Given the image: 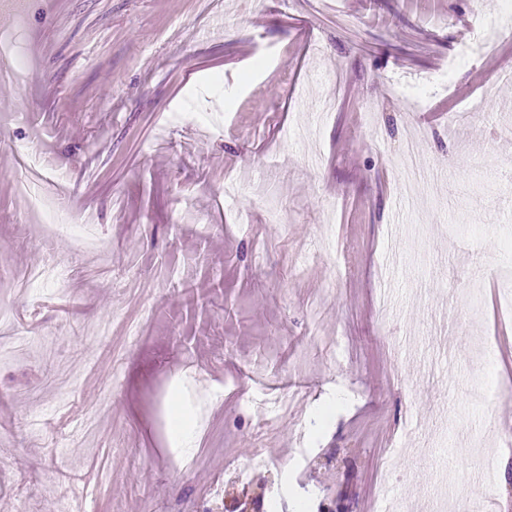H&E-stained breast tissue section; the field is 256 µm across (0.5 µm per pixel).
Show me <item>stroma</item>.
<instances>
[{"instance_id":"stroma-1","label":"stroma","mask_w":512,"mask_h":512,"mask_svg":"<svg viewBox=\"0 0 512 512\" xmlns=\"http://www.w3.org/2000/svg\"><path fill=\"white\" fill-rule=\"evenodd\" d=\"M504 5L0 13L25 67L0 75V340L32 341L0 364V512H57L66 491L79 512H210L216 485L250 497L268 462L291 503L512 512V38L471 41ZM412 133L436 195L402 196ZM31 150L44 202L100 249L46 238L16 190ZM51 263L66 293L20 281ZM189 381L214 400L186 469L168 410ZM283 396L257 436V407ZM427 446L453 467L419 458ZM393 448L402 477L382 495Z\"/></svg>"}]
</instances>
